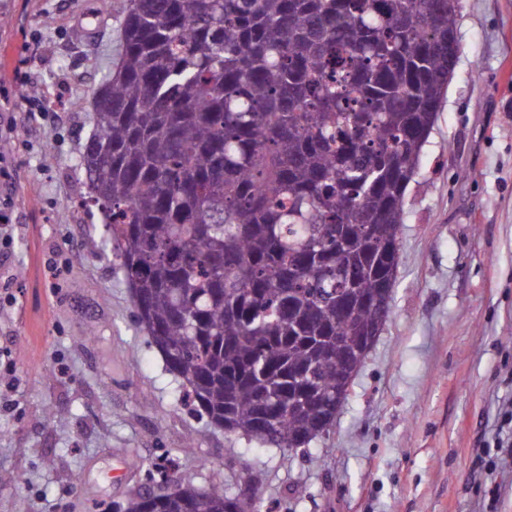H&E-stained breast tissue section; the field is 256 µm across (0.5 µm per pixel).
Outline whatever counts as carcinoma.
Wrapping results in <instances>:
<instances>
[{
    "mask_svg": "<svg viewBox=\"0 0 512 512\" xmlns=\"http://www.w3.org/2000/svg\"><path fill=\"white\" fill-rule=\"evenodd\" d=\"M448 0H128L83 198L136 317L215 426L301 448L362 368L448 89ZM122 512H245L215 486Z\"/></svg>",
    "mask_w": 512,
    "mask_h": 512,
    "instance_id": "carcinoma-1",
    "label": "carcinoma"
}]
</instances>
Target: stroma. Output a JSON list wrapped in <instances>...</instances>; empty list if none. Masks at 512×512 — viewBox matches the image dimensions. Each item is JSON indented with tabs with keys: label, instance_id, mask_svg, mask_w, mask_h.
I'll return each mask as SVG.
<instances>
[{
	"label": "stroma",
	"instance_id": "stroma-1",
	"mask_svg": "<svg viewBox=\"0 0 512 512\" xmlns=\"http://www.w3.org/2000/svg\"><path fill=\"white\" fill-rule=\"evenodd\" d=\"M0 0V140L17 227L0 251V512H112L180 485L261 512H512V458L476 462L512 398V0H458L459 53L405 198L391 315L329 432L282 450L181 400L136 321L102 225L78 201L91 99L118 57L127 0ZM32 79L27 94L17 73ZM71 253L61 288L44 260ZM56 415L46 419L44 409Z\"/></svg>",
	"mask_w": 512,
	"mask_h": 512
}]
</instances>
